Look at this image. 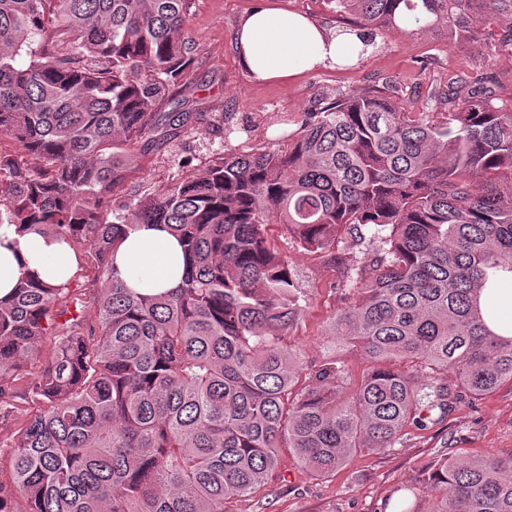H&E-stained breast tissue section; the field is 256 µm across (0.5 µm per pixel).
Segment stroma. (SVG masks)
Listing matches in <instances>:
<instances>
[{"label":"stroma","mask_w":512,"mask_h":512,"mask_svg":"<svg viewBox=\"0 0 512 512\" xmlns=\"http://www.w3.org/2000/svg\"><path fill=\"white\" fill-rule=\"evenodd\" d=\"M286 8L317 23L339 27L356 24L354 15L336 10L334 0H194L185 35L198 58L187 73L184 95L198 116L187 131L159 148L138 143L135 163L118 195L125 203L142 194L162 193L197 166L228 152L254 148L276 150L298 128L302 113L320 108L337 94H353L367 86L396 81L413 111H443L427 98L431 87L453 85L465 97L484 86L495 105L512 104V49L501 44L502 29L475 20L474 39L449 42L448 25L438 22L421 32L389 30L377 36L368 54L350 68L322 67L281 81L257 82L240 67L234 46L239 19L260 4ZM272 247L287 254L300 288L309 296L307 314L296 336L306 360L320 364L327 356L344 362L351 382H358L369 363L355 346L334 338L329 324L343 304L344 289L330 290L336 274L319 256L296 248L279 225L269 230ZM33 360L13 382L10 411L0 415V485L11 487L9 444L27 422L34 403L29 383L41 367ZM473 457L512 453V387L503 386L480 401L462 399L448 419L415 430L404 444L378 455L358 454L325 480L309 479L290 453L266 497L229 503V512H396L400 486L421 479L443 454Z\"/></svg>","instance_id":"35a3bbf8"}]
</instances>
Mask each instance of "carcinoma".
Wrapping results in <instances>:
<instances>
[{
    "label": "carcinoma",
    "mask_w": 512,
    "mask_h": 512,
    "mask_svg": "<svg viewBox=\"0 0 512 512\" xmlns=\"http://www.w3.org/2000/svg\"><path fill=\"white\" fill-rule=\"evenodd\" d=\"M191 3L0 0V138L21 150L0 152V216L88 249L101 283L87 293L25 275L0 299L3 409L16 373L57 337L29 385L39 408L12 445L0 512H14L13 494L26 512H228L267 489L282 448L327 479L351 455L446 421L458 399L512 384V337L480 306L487 271L512 272V106L484 87L463 101L434 90L446 112L409 111L392 81L336 97L304 113L282 150L227 153L111 209L124 149L194 119L174 92L196 51ZM401 4L422 32L446 20L450 41L473 34L480 12L512 46V0H336L388 30L402 29ZM148 224L186 255L181 282L155 296L112 265ZM272 224L340 266L330 289L348 293L331 331L369 362L350 389L344 365L311 371L297 345L309 301L269 246ZM339 229L374 248L337 260ZM88 300L94 324L78 315ZM422 482L429 508L405 512H512V454H445Z\"/></svg>",
    "instance_id": "carcinoma-1"
}]
</instances>
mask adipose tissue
<instances>
[{
    "instance_id": "1",
    "label": "adipose tissue",
    "mask_w": 512,
    "mask_h": 512,
    "mask_svg": "<svg viewBox=\"0 0 512 512\" xmlns=\"http://www.w3.org/2000/svg\"><path fill=\"white\" fill-rule=\"evenodd\" d=\"M241 68L259 82L285 80L356 56L355 34L329 28L305 15L257 6L242 17L235 32ZM76 263L63 239L52 234L18 233L16 225L0 224V298L9 295L21 276L46 284H66ZM114 268L125 286L143 294L174 288L184 271L178 240L167 231L143 227L118 246Z\"/></svg>"
}]
</instances>
